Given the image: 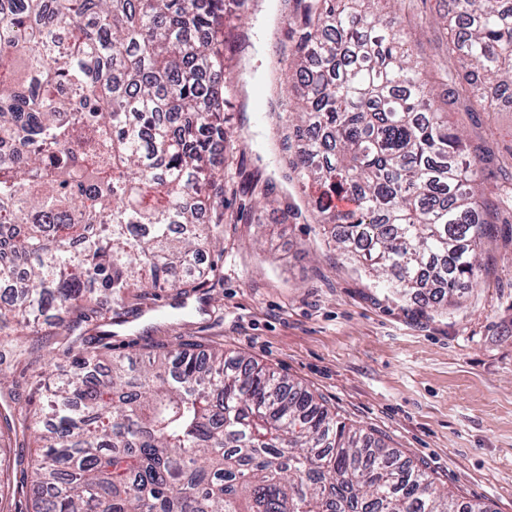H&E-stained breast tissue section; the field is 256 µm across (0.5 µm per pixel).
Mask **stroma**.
Here are the masks:
<instances>
[{
	"instance_id": "stroma-1",
	"label": "stroma",
	"mask_w": 512,
	"mask_h": 512,
	"mask_svg": "<svg viewBox=\"0 0 512 512\" xmlns=\"http://www.w3.org/2000/svg\"><path fill=\"white\" fill-rule=\"evenodd\" d=\"M405 4L396 21L422 23L420 59L457 73L433 22L448 0ZM226 35L241 45L228 67L240 86L227 108L232 164L275 182L280 203L296 202L279 146L284 113L258 121L245 109L254 87L269 98L284 89L275 52L289 41L284 0H255ZM448 120L498 156L483 173L484 195L495 198L505 175L499 163L512 156V112ZM224 210L249 218L224 227V277L210 286L223 308L180 309L175 290L152 291L120 309L114 345L128 352L145 344H223L302 382L346 423L424 462L439 486L489 512H512V211H501L497 237L482 245L481 287L437 315L358 276L309 215L285 223L279 211L229 191Z\"/></svg>"
}]
</instances>
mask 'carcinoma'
I'll return each instance as SVG.
<instances>
[{
    "mask_svg": "<svg viewBox=\"0 0 512 512\" xmlns=\"http://www.w3.org/2000/svg\"><path fill=\"white\" fill-rule=\"evenodd\" d=\"M290 182L375 281L431 307L479 284L498 220L481 149L448 123L378 0H293ZM249 0H0L2 348L41 345L39 410L0 414L38 448L34 512H486L342 421L302 383L222 347L112 353V308L148 288L199 296L224 245V22ZM446 51L486 112L512 91V0H448ZM240 190L274 183L239 169ZM346 197L353 207L336 208Z\"/></svg>",
    "mask_w": 512,
    "mask_h": 512,
    "instance_id": "1",
    "label": "carcinoma"
}]
</instances>
